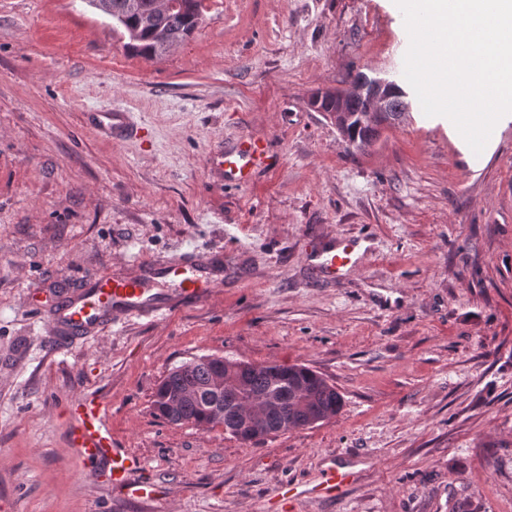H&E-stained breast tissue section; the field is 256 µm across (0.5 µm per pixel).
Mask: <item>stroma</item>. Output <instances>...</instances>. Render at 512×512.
I'll return each mask as SVG.
<instances>
[{"mask_svg": "<svg viewBox=\"0 0 512 512\" xmlns=\"http://www.w3.org/2000/svg\"><path fill=\"white\" fill-rule=\"evenodd\" d=\"M148 62L86 0H0V512H512V121L471 168L442 116L349 146L308 104L360 75L404 83L394 0H205ZM91 112L127 113L116 139ZM268 146L245 185L213 162ZM362 243L322 276L331 240ZM224 251V288L163 319L58 346L43 311L94 273ZM304 365L330 420L242 443L156 417L195 356ZM108 405L153 499L91 477L66 397ZM343 490L316 493L325 468ZM294 484L299 494L278 491ZM349 481V472L341 466L334 464L324 471L323 480L320 484L321 491L325 494L336 492L346 486Z\"/></svg>", "mask_w": 512, "mask_h": 512, "instance_id": "35a3bbf8", "label": "stroma"}]
</instances>
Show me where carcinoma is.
Segmentation results:
<instances>
[{
  "instance_id": "obj_1",
  "label": "carcinoma",
  "mask_w": 512,
  "mask_h": 512,
  "mask_svg": "<svg viewBox=\"0 0 512 512\" xmlns=\"http://www.w3.org/2000/svg\"><path fill=\"white\" fill-rule=\"evenodd\" d=\"M138 10L120 11L112 22L121 30L124 47L136 55L154 60L173 45L188 38L202 23L204 0H175L176 6L157 17V25L166 32L160 40L155 30L143 23V16L154 12L155 0H137ZM349 143L358 149L372 144L376 132L368 127H347ZM218 372L210 356H198L173 367L156 388L153 409L162 419L174 416L177 421L208 428L219 423L230 427L229 434L252 442L276 431L283 425L289 428L305 426L313 415L330 419L342 407V395L328 384L318 372L305 366L267 364L246 373L239 371L236 388L212 392V382ZM189 392L192 397L181 402L175 412L165 409L164 399L177 392ZM264 397L280 401L279 410L272 412L262 423H248L238 418L243 403Z\"/></svg>"
}]
</instances>
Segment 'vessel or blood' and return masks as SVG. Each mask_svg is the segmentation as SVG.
Here are the masks:
<instances>
[{"mask_svg": "<svg viewBox=\"0 0 512 512\" xmlns=\"http://www.w3.org/2000/svg\"><path fill=\"white\" fill-rule=\"evenodd\" d=\"M267 161V143L247 138L218 154V171L226 180L243 185ZM351 244L332 249L321 264L325 276L335 277L350 260ZM224 285V253L187 254L173 259L148 260L125 276H91L75 293L47 309V324L55 336H96L112 324L132 318L158 319L177 307L198 304ZM63 412L68 419L69 441L82 465L103 471L112 490L144 499L156 488L142 475L140 457L117 447L107 425V404L95 394L69 398ZM350 474L329 466L321 482L329 494L348 484Z\"/></svg>", "mask_w": 512, "mask_h": 512, "instance_id": "obj_1", "label": "vessel or blood"}]
</instances>
